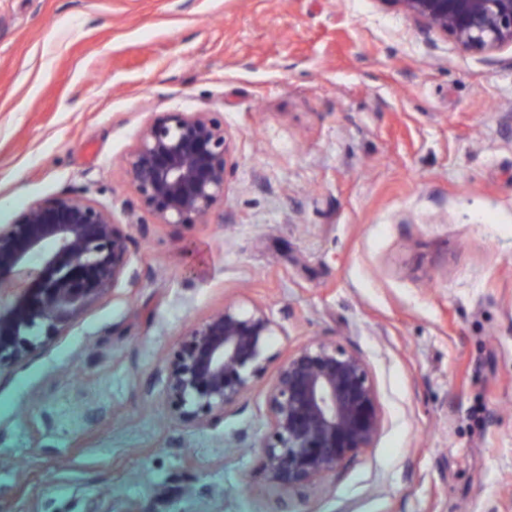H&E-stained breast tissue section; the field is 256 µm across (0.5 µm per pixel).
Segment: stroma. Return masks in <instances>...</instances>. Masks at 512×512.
Segmentation results:
<instances>
[{
  "instance_id": "1",
  "label": "stroma",
  "mask_w": 512,
  "mask_h": 512,
  "mask_svg": "<svg viewBox=\"0 0 512 512\" xmlns=\"http://www.w3.org/2000/svg\"><path fill=\"white\" fill-rule=\"evenodd\" d=\"M231 138L209 223H157L126 158L163 113ZM105 208L138 277L0 370V512H512V47L464 50L379 0H0V224ZM263 307L273 356L220 428L157 375L191 325ZM367 361L383 427L270 488L278 363Z\"/></svg>"
}]
</instances>
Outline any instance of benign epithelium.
<instances>
[{
	"label": "benign epithelium",
	"instance_id": "7a95c632",
	"mask_svg": "<svg viewBox=\"0 0 512 512\" xmlns=\"http://www.w3.org/2000/svg\"><path fill=\"white\" fill-rule=\"evenodd\" d=\"M423 32L490 53L512 47V0H377ZM230 142L207 112H167L146 125L126 161L158 223L202 224L224 198ZM130 238L88 198L61 193L0 225V368L31 358L94 302L135 280ZM277 325L233 304L188 330L158 366L172 416L215 427L270 362ZM260 447L268 484L307 486L372 447L383 419L365 359L310 341L282 361L266 392Z\"/></svg>",
	"mask_w": 512,
	"mask_h": 512
}]
</instances>
